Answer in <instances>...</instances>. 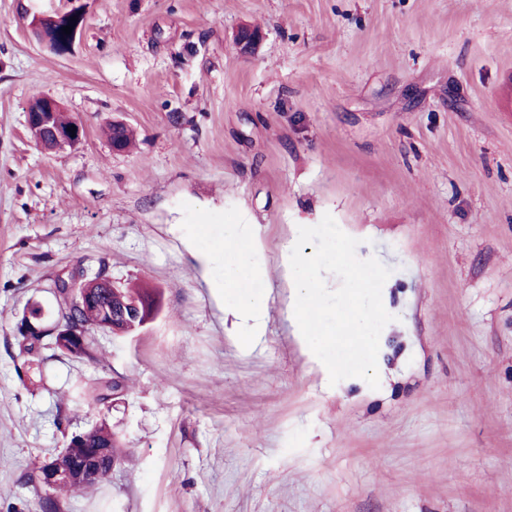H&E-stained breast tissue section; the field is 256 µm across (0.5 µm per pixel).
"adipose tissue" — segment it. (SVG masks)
<instances>
[{"instance_id":"obj_1","label":"adipose tissue","mask_w":512,"mask_h":512,"mask_svg":"<svg viewBox=\"0 0 512 512\" xmlns=\"http://www.w3.org/2000/svg\"><path fill=\"white\" fill-rule=\"evenodd\" d=\"M185 246L196 261L195 271L200 279L212 293L223 297L225 316L244 324L247 340L262 335L266 301L263 296L240 291L243 282L262 279L266 274L265 266L258 260L264 249L259 225H232L223 242L205 251L198 249L192 237ZM219 263L224 266V274L216 278L211 270ZM324 266L323 254L298 240H288L280 249V277L292 291L286 312L297 335L311 350L333 341V332L322 320L326 297L332 293L345 303L344 324L350 335L375 339L385 310L377 282L366 274L350 271L331 289L320 277Z\"/></svg>"}]
</instances>
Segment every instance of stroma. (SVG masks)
Wrapping results in <instances>:
<instances>
[{"label":"stroma","instance_id":"obj_1","mask_svg":"<svg viewBox=\"0 0 512 512\" xmlns=\"http://www.w3.org/2000/svg\"><path fill=\"white\" fill-rule=\"evenodd\" d=\"M83 4L60 55L31 22L68 0H0V512H40V464L101 421L128 460L62 512H512V0ZM41 94L80 145L33 139ZM246 222L267 270L244 288L266 298L250 344L183 246ZM295 236L389 284L379 368L335 309L319 357L295 335ZM79 266L159 312L26 386L15 323ZM103 375L125 388L101 411L72 401Z\"/></svg>","mask_w":512,"mask_h":512}]
</instances>
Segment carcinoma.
Instances as JSON below:
<instances>
[{"instance_id": "cac0c4a2", "label": "carcinoma", "mask_w": 512, "mask_h": 512, "mask_svg": "<svg viewBox=\"0 0 512 512\" xmlns=\"http://www.w3.org/2000/svg\"><path fill=\"white\" fill-rule=\"evenodd\" d=\"M68 25L64 18H47L39 30L49 46L57 47L66 35L62 28ZM110 144L119 151L127 150L132 144V133L124 125L110 124L107 128ZM105 273L99 269L89 277L85 284L83 306L75 305L63 309L65 323L86 334L85 342L67 341L59 343L57 337L26 336L21 328L23 320H18L16 331L20 352L30 357L33 373L42 383L48 376V360L65 357L71 360H96L105 355V351L96 344L93 333L97 330L107 331L114 336H129L140 329L157 312V300L154 291L144 287H122L116 290L99 282L98 277ZM124 388V383L112 377L95 378L90 382H78L74 387L75 399L89 407L103 405ZM92 448H105L109 451L107 460L101 462L97 478L86 484L62 485L60 489L79 492L103 485L112 472L113 464L121 463L124 454L118 438L104 423L88 430L82 439H72L64 448L74 457L85 455Z\"/></svg>"}]
</instances>
